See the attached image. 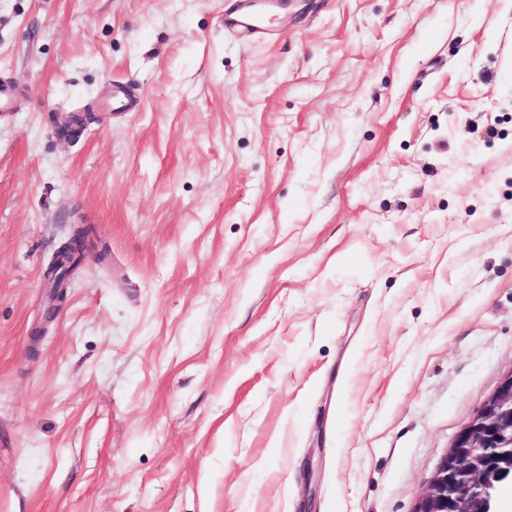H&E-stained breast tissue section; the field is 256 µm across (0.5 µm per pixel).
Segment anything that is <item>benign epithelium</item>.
I'll use <instances>...</instances> for the list:
<instances>
[{
  "mask_svg": "<svg viewBox=\"0 0 512 512\" xmlns=\"http://www.w3.org/2000/svg\"><path fill=\"white\" fill-rule=\"evenodd\" d=\"M89 235L72 234L57 251L54 265L68 256L84 258ZM512 476V370L505 373L469 422L454 436L413 512H479L495 484Z\"/></svg>",
  "mask_w": 512,
  "mask_h": 512,
  "instance_id": "1",
  "label": "benign epithelium"
}]
</instances>
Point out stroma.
<instances>
[{
	"label": "stroma",
	"mask_w": 512,
	"mask_h": 512,
	"mask_svg": "<svg viewBox=\"0 0 512 512\" xmlns=\"http://www.w3.org/2000/svg\"><path fill=\"white\" fill-rule=\"evenodd\" d=\"M243 8L0 0V512H413L512 370V0ZM90 234L81 235L73 233L69 239L63 243L59 250L57 251L54 260L51 262V266L47 267L45 272V279L48 282H53L54 275L53 270L56 264L59 263V261L63 258H66L68 256H72L73 258H80V261L82 258L85 257L86 249L88 246V241Z\"/></svg>",
	"instance_id": "obj_1"
}]
</instances>
